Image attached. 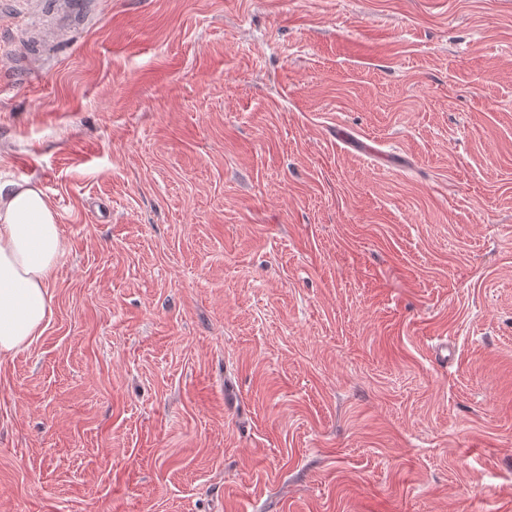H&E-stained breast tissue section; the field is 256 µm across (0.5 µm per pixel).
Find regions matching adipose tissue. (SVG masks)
Returning <instances> with one entry per match:
<instances>
[{
    "label": "adipose tissue",
    "mask_w": 512,
    "mask_h": 512,
    "mask_svg": "<svg viewBox=\"0 0 512 512\" xmlns=\"http://www.w3.org/2000/svg\"><path fill=\"white\" fill-rule=\"evenodd\" d=\"M63 254L58 215L44 191L27 182L0 186V357L41 334Z\"/></svg>",
    "instance_id": "obj_1"
}]
</instances>
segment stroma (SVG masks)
Wrapping results in <instances>:
<instances>
[{
    "instance_id": "obj_1",
    "label": "stroma",
    "mask_w": 512,
    "mask_h": 512,
    "mask_svg": "<svg viewBox=\"0 0 512 512\" xmlns=\"http://www.w3.org/2000/svg\"><path fill=\"white\" fill-rule=\"evenodd\" d=\"M71 13L0 0L66 243L0 512H512V0Z\"/></svg>"
}]
</instances>
